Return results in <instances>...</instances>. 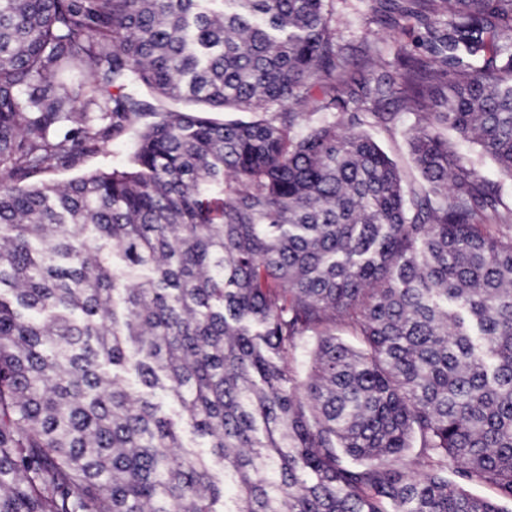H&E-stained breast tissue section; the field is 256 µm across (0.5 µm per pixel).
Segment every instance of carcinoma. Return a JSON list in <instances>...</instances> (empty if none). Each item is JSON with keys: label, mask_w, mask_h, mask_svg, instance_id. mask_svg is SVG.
Listing matches in <instances>:
<instances>
[{"label": "carcinoma", "mask_w": 512, "mask_h": 512, "mask_svg": "<svg viewBox=\"0 0 512 512\" xmlns=\"http://www.w3.org/2000/svg\"><path fill=\"white\" fill-rule=\"evenodd\" d=\"M325 2L0 0V512H505L512 207L453 138L512 178V0H372L428 56L358 93ZM336 120L343 118L352 122L358 128L366 131L388 154L397 165L407 186H415L420 181V173L415 167L410 147L403 131L414 121L413 116L398 114L393 123L388 126L377 123L367 111L359 109L355 103H350L346 111L336 109ZM133 146L134 137L132 134H128L113 140L105 150L85 156L80 164L74 168H57L46 173L37 174L30 179V182H65L87 172L110 170L112 167L123 166L128 162Z\"/></svg>", "instance_id": "obj_1"}]
</instances>
